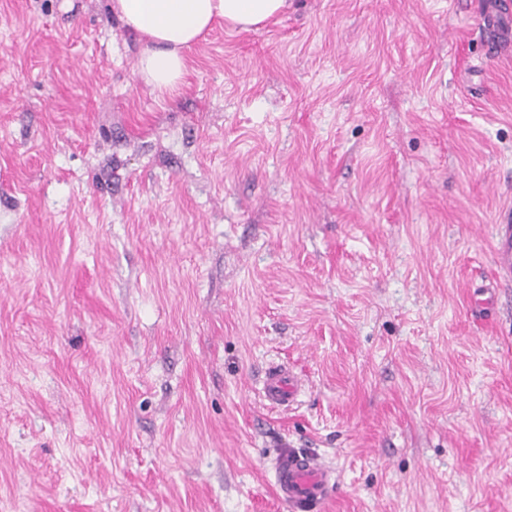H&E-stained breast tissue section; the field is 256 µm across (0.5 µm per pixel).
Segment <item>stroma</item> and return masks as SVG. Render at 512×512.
I'll return each mask as SVG.
<instances>
[{
	"label": "stroma",
	"mask_w": 512,
	"mask_h": 512,
	"mask_svg": "<svg viewBox=\"0 0 512 512\" xmlns=\"http://www.w3.org/2000/svg\"><path fill=\"white\" fill-rule=\"evenodd\" d=\"M476 0H291L175 97L112 0H0V512H512V55ZM306 392L269 409L257 376ZM510 15L511 11L503 7L501 2L495 4L493 13L482 14L478 32L489 57L495 56L510 45ZM505 20L508 21L507 25H503ZM492 259L497 276L493 283L501 279H512V212L504 211L500 215L499 224L495 226L492 243ZM470 281L472 285L471 288H476L474 293L469 298L468 308L471 314H474L475 316H478L480 318L478 321L479 325H493L492 323L481 319V315L488 311H491V307L494 305L495 297L489 291L491 281L482 279L480 277H472ZM476 291L480 292V294L483 295L489 294V296L485 299H476L474 297ZM263 400L272 408L290 406L304 390V381L284 365H269L260 380ZM272 465L276 497L289 512H320L337 494L335 469L312 455L289 450Z\"/></svg>",
	"instance_id": "obj_1"
}]
</instances>
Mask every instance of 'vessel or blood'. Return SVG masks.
<instances>
[{
	"instance_id": "1",
	"label": "vessel or blood",
	"mask_w": 512,
	"mask_h": 512,
	"mask_svg": "<svg viewBox=\"0 0 512 512\" xmlns=\"http://www.w3.org/2000/svg\"><path fill=\"white\" fill-rule=\"evenodd\" d=\"M512 10L496 6L493 12L483 13L478 27L488 56H495L512 45V27L508 19ZM492 259L498 278L512 279V212L504 211L495 226ZM471 285L478 295L470 299L471 314L482 315L494 304L488 295L485 279L475 277ZM304 390V382L284 365L267 366L260 380V392L267 405L274 408L290 406ZM274 487L278 500L288 512H323L338 491L335 469L311 455L288 451L273 461Z\"/></svg>"
}]
</instances>
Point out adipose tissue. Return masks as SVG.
I'll return each mask as SVG.
<instances>
[{"label":"adipose tissue","mask_w":512,"mask_h":512,"mask_svg":"<svg viewBox=\"0 0 512 512\" xmlns=\"http://www.w3.org/2000/svg\"><path fill=\"white\" fill-rule=\"evenodd\" d=\"M288 0H113L112 8L146 48L137 72L152 91L176 95L188 53L217 25L258 29L288 9Z\"/></svg>","instance_id":"obj_1"}]
</instances>
